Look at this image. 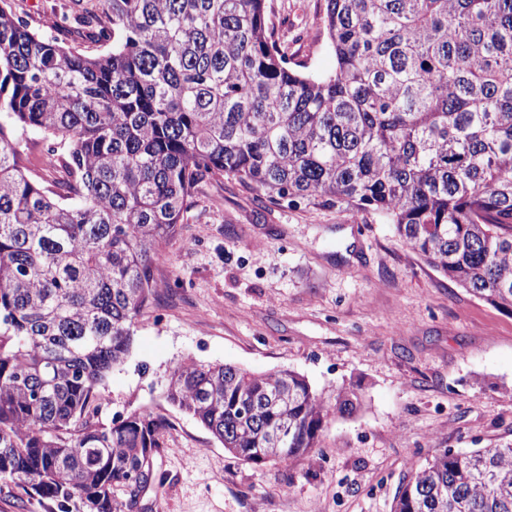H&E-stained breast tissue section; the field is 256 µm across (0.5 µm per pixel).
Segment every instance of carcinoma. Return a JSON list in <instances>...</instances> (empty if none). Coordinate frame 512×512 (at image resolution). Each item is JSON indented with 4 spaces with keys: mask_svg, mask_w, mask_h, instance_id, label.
Masks as SVG:
<instances>
[{
    "mask_svg": "<svg viewBox=\"0 0 512 512\" xmlns=\"http://www.w3.org/2000/svg\"><path fill=\"white\" fill-rule=\"evenodd\" d=\"M86 56L0 0V480L82 512H133L169 428L98 414L153 269L203 183L386 219L437 271L512 315V0H326L336 70L288 65L267 0H106ZM50 142L53 184L21 134ZM166 400L239 460L316 447L349 391L193 360ZM392 512H512V443L439 450ZM27 143L29 160L26 163L30 173L37 179L53 180L63 179L65 174L60 170L49 169L44 165L43 154L47 151L48 141L42 139L40 134L28 133L23 136Z\"/></svg>",
    "mask_w": 512,
    "mask_h": 512,
    "instance_id": "1",
    "label": "carcinoma"
}]
</instances>
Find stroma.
<instances>
[{"label":"stroma","instance_id":"35a3bbf8","mask_svg":"<svg viewBox=\"0 0 512 512\" xmlns=\"http://www.w3.org/2000/svg\"><path fill=\"white\" fill-rule=\"evenodd\" d=\"M290 66L334 70L325 0H267ZM34 29L102 0H13ZM154 268L152 305L100 388V420L170 426L161 481L135 512H390L437 449L512 443V316L432 268L378 216L272 199L232 176L202 185ZM290 369L359 405L290 465L247 464L164 391L185 359Z\"/></svg>","mask_w":512,"mask_h":512}]
</instances>
